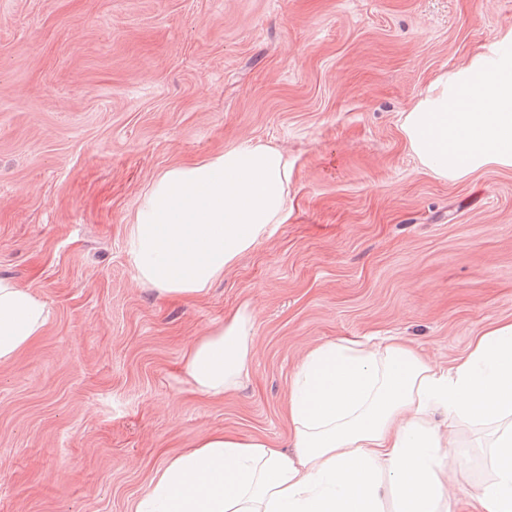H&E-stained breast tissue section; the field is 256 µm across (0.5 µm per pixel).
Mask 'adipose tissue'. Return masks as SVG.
<instances>
[{"label": "adipose tissue", "mask_w": 512, "mask_h": 512, "mask_svg": "<svg viewBox=\"0 0 512 512\" xmlns=\"http://www.w3.org/2000/svg\"><path fill=\"white\" fill-rule=\"evenodd\" d=\"M402 129L440 178L511 167L512 55L479 54L442 73ZM291 175L284 153L261 142L163 172L128 227L138 279L167 294H206L271 225L285 223ZM48 317L30 290L0 278V363L29 348ZM252 349L242 307L186 350V380L222 396L238 385ZM288 418L294 458L259 438L207 435L157 469L133 512H454L444 477L463 427L489 432L480 512H512V322L481 333L446 368L395 342L312 348L289 387Z\"/></svg>", "instance_id": "1"}]
</instances>
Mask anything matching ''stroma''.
Instances as JSON below:
<instances>
[{
  "mask_svg": "<svg viewBox=\"0 0 512 512\" xmlns=\"http://www.w3.org/2000/svg\"><path fill=\"white\" fill-rule=\"evenodd\" d=\"M510 30L512 0H0V278L50 311L0 364V512H130L213 431L290 448L317 344L398 336L448 365L512 321V167L437 177L402 130ZM258 140L292 164L287 222L205 296L141 282L126 234L153 180ZM244 305L247 376L197 393L186 349ZM477 436L447 467L456 512Z\"/></svg>",
  "mask_w": 512,
  "mask_h": 512,
  "instance_id": "1",
  "label": "stroma"
}]
</instances>
